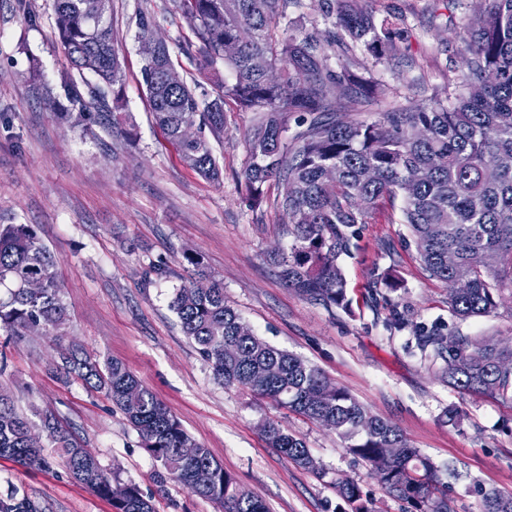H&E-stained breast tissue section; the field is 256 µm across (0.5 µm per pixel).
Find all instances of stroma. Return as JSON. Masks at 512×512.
Listing matches in <instances>:
<instances>
[{"label":"stroma","mask_w":512,"mask_h":512,"mask_svg":"<svg viewBox=\"0 0 512 512\" xmlns=\"http://www.w3.org/2000/svg\"><path fill=\"white\" fill-rule=\"evenodd\" d=\"M377 17L404 20L400 59L378 64L358 54L357 72L384 85L387 99L446 98L462 74L456 32L472 25L479 0H374ZM152 13L170 43L192 33L173 0H112L115 48L123 66L128 118L105 134L64 120L67 61L54 0H0V224H31L58 256L68 321L59 340L0 333V391L32 422L54 415L122 484H136L155 512H220L173 479L104 393L56 374L59 347L121 360L185 430L271 512H344L335 479L356 482L370 512H414L388 496L334 431L251 391L215 379L170 307L187 278L185 253L203 258L224 298L270 344L318 368L376 415L396 425L440 469L455 512H480L482 496L512 495V402L462 394L441 376L444 363L411 348L408 332L386 325L391 310L445 334L512 343V299L495 313L459 320L448 290L419 261L399 207L361 225L352 255L339 260L351 312L311 303L282 283L272 252L290 246L288 218L274 200H245V112L227 115L214 142L222 179L199 177L179 160L150 112L135 39L139 12ZM166 276H157V267ZM394 269L396 288L373 302L375 274ZM458 411L449 421V411ZM302 438L318 471L271 448L264 423ZM29 469L0 458V498L14 495L38 512H115L73 481L58 451ZM455 475H448L447 466Z\"/></svg>","instance_id":"1"}]
</instances>
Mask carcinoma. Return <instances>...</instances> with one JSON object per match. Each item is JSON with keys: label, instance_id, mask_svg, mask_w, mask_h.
Here are the masks:
<instances>
[{"label": "carcinoma", "instance_id": "cac0c4a2", "mask_svg": "<svg viewBox=\"0 0 512 512\" xmlns=\"http://www.w3.org/2000/svg\"><path fill=\"white\" fill-rule=\"evenodd\" d=\"M195 40L179 46L198 69L231 79L214 81V91L196 92L186 82L165 80L173 50L165 44L153 59H142L141 76L155 123L175 147L184 166L217 182L221 169L211 140L226 129L225 106L252 114L245 134L248 163L244 187L251 206L261 205L272 185L288 183V197L276 205L288 211L293 242L273 257L285 286L326 308L350 310L347 283L339 266L349 256L356 226L385 204L401 202L419 259L432 277L449 284L469 281L460 294L448 293V309L466 320L493 313L506 291L512 292V0H486L485 22L456 33L461 45L465 92L451 98L388 104L375 119H336L338 112H359L383 94L382 84L355 71V49L375 62L391 61L400 51V25L390 15L375 21L368 0H320L331 20L323 32L288 33V8L301 0H173ZM56 27L71 68L64 86L77 112L66 116L77 125L102 119L120 124L123 105L115 87L123 69L112 39V0H54ZM136 40L156 29L154 16L138 14ZM339 60L338 69L328 63ZM494 72L496 81L485 75ZM95 76L84 101L77 79ZM483 85L479 95L470 93ZM489 164L497 175H484ZM336 180L323 178L326 169ZM426 171L415 181L414 169ZM494 252V264L484 253ZM458 263L448 267V253ZM188 283L176 289L170 307L182 332L198 347L214 376L226 385L246 388L279 406L320 423L329 421L346 451L373 472L381 473L384 491L417 512H454L438 466L411 447L392 423L374 415L338 386L321 404L313 393L330 380L298 356L254 333L224 301V286L204 274L203 262L185 256ZM59 259L30 224H0V330L25 336L33 324L46 336H59L68 312L56 270ZM394 326L411 329L418 347L445 362L448 385L463 392L512 400V348L491 340L447 336L441 329L414 325L395 312ZM60 372L102 390L137 431L142 445L165 473L192 494L217 504L222 512H269L266 503L243 489L180 421L115 358L91 356L73 346L60 348ZM35 425L0 391V457L21 466L44 468L43 449L28 446ZM40 431L59 449L66 471L117 512H153L138 486L112 481L96 457L74 441L51 415ZM269 445L300 467L310 449L299 437L269 423ZM404 448L391 459L386 448ZM181 448L197 449L186 460ZM212 468L208 488L198 490L192 473ZM352 512H368L357 483L336 480ZM0 512H36L12 495L0 498ZM482 512H512V496L484 494Z\"/></svg>", "mask_w": 512, "mask_h": 512}]
</instances>
